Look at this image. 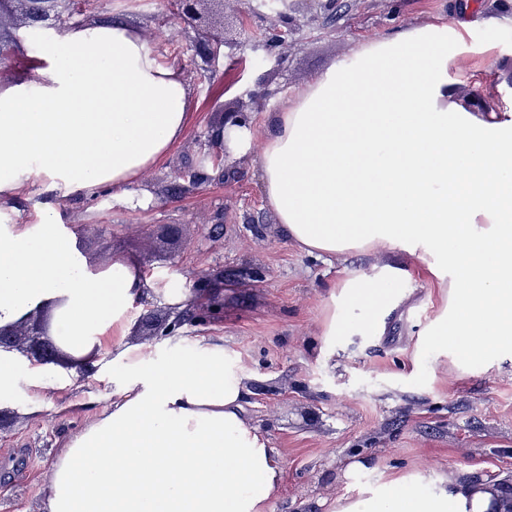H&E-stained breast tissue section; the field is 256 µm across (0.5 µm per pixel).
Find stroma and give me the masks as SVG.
Instances as JSON below:
<instances>
[{"label": "stroma", "instance_id": "1", "mask_svg": "<svg viewBox=\"0 0 512 512\" xmlns=\"http://www.w3.org/2000/svg\"><path fill=\"white\" fill-rule=\"evenodd\" d=\"M335 0V9L297 13L281 66L265 60L275 23L269 9L248 21V37L233 59L208 64L197 55L198 26L237 38L234 0H201L199 21L186 20L177 0H77L72 15L40 26L29 21L27 0L0 8V40L13 52L0 61V85L24 78L36 64L37 37L68 23L121 19L139 29L162 63L176 66L193 90L182 139L144 177L153 200L129 208L115 191L88 199L33 187L14 206L23 223L58 211L90 266L122 258L149 287L128 309L129 345L166 353L218 342L248 374L244 417L268 440L284 470L268 512H335L339 497L403 474L431 480L451 474L475 482L512 486V359L465 374L450 359L420 345L421 332L441 305L440 291L417 257H398L404 275L399 304L377 336L326 333L333 286L340 278L372 274L387 262L383 252L328 262L295 246L266 206L252 159L225 164V179L210 169L199 190L176 196L180 172L199 168L212 155L210 132L224 109L246 90L269 84L272 95L254 108L258 138L268 113L287 95L348 56L355 43L432 21L466 16L474 42L495 44L467 89L477 105L512 109V10L495 0ZM186 297L165 304L167 289ZM30 380L0 405L9 423L0 429V512H48L43 476L64 440L108 404L111 376L58 369L55 389L33 399L42 366L28 364ZM366 471L347 477L354 460Z\"/></svg>", "mask_w": 512, "mask_h": 512}]
</instances>
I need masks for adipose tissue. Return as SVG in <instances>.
<instances>
[{
  "label": "adipose tissue",
  "mask_w": 512,
  "mask_h": 512,
  "mask_svg": "<svg viewBox=\"0 0 512 512\" xmlns=\"http://www.w3.org/2000/svg\"><path fill=\"white\" fill-rule=\"evenodd\" d=\"M473 51L465 20L362 41L269 114L264 141L249 120L215 132L233 157L253 155L268 207L307 253L428 256L447 294L424 345L466 366L512 356V110L455 94ZM35 53L34 78L0 87V328L45 313L63 352L112 355L108 406L45 475L49 512H268L283 469L241 415L246 374L223 344L126 345L147 287L136 267L89 270L57 212L9 220L37 183L149 205L142 179L184 134L188 84L118 19L65 26ZM402 274L387 264L340 281L330 335L377 331ZM336 512H512V489L410 475L337 498Z\"/></svg>",
  "instance_id": "adipose-tissue-1"
}]
</instances>
